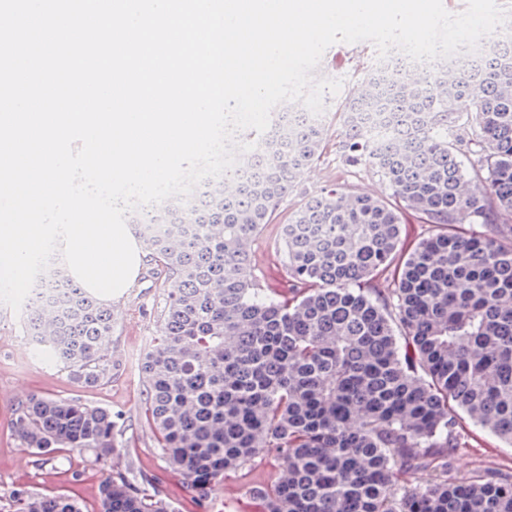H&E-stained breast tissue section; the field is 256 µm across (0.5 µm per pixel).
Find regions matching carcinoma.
<instances>
[{"instance_id": "obj_1", "label": "carcinoma", "mask_w": 512, "mask_h": 512, "mask_svg": "<svg viewBox=\"0 0 512 512\" xmlns=\"http://www.w3.org/2000/svg\"><path fill=\"white\" fill-rule=\"evenodd\" d=\"M490 47L448 74L438 59L394 56L331 109L339 147L391 190L392 201L323 191L283 216L288 292L261 287L244 242L277 219L301 171L326 147L310 112L271 113L240 168L128 214L176 279L144 355L142 416L159 455L199 512L211 487L260 453L278 460L250 487L253 512H512V474L455 461L469 420L512 446V21ZM459 211L483 231L453 224ZM428 225L411 248L409 216ZM379 276L388 288H363ZM27 335L71 379L112 378L101 353L112 311L60 272L40 280ZM111 410L78 398L33 396L13 432L40 456L124 447ZM409 475L401 484L398 475ZM8 512H84L63 493L22 488ZM95 512H171L153 475L130 464L101 482Z\"/></svg>"}]
</instances>
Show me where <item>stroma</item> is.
Returning <instances> with one entry per match:
<instances>
[{"label":"stroma","mask_w":512,"mask_h":512,"mask_svg":"<svg viewBox=\"0 0 512 512\" xmlns=\"http://www.w3.org/2000/svg\"><path fill=\"white\" fill-rule=\"evenodd\" d=\"M378 61L371 43L339 42L325 51L321 67L314 69L313 74L342 80L341 90L347 93L365 86L367 74ZM334 185L354 194L383 199L390 196L387 185L376 173L363 165H345L335 145L331 144L281 202L279 214H286L308 197ZM278 231V224L268 225L262 237L254 241L251 255L262 286L279 292L285 283L281 257L274 246ZM171 287L172 281L162 266L155 260H148L137 286L115 306L112 346L106 351L113 364L112 378L93 387L71 382L58 365L41 363L37 346L30 344L24 333L25 313L14 312L0 304V390L7 392L6 397H0V503L9 504L13 489L26 487L43 493L64 491L90 506L97 499L101 480L112 469L111 462L101 463L96 468L86 469L81 481L75 482L71 472L81 462L77 454L59 452L43 460L14 439L11 418L16 405L36 395H51L79 398L124 413L128 446L122 451V459L133 460L136 466L161 479L174 512H195L184 494L180 478L166 470L154 451L153 439L140 411L144 397L142 379L140 374L128 370L130 356L145 354L150 349L157 330V304ZM467 432L468 445L456 463L459 473L478 469L512 473V447L478 427L468 426ZM276 467L275 458L263 454L257 456L250 467L228 473L211 491L214 512H246L248 486L267 480Z\"/></svg>","instance_id":"1"}]
</instances>
